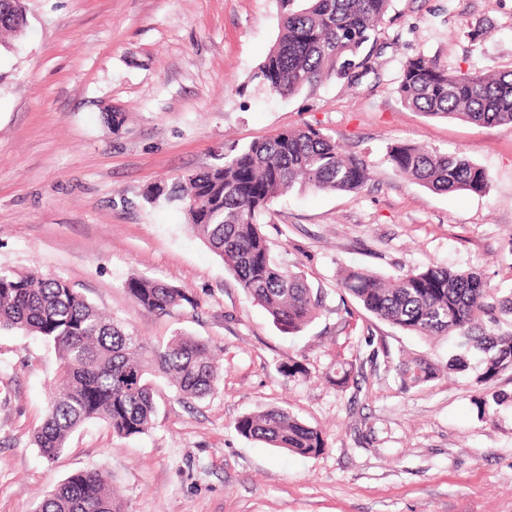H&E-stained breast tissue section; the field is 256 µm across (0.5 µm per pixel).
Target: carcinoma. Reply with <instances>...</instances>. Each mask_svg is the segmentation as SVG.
<instances>
[{
	"label": "carcinoma",
	"mask_w": 512,
	"mask_h": 512,
	"mask_svg": "<svg viewBox=\"0 0 512 512\" xmlns=\"http://www.w3.org/2000/svg\"><path fill=\"white\" fill-rule=\"evenodd\" d=\"M277 38L255 78L271 93L293 96L332 78L353 80L372 71L391 0H277ZM26 23L21 0H0V36L20 39ZM396 92L404 107L432 118L512 125V70H453L420 54L403 65ZM388 162L399 174L434 193L483 195L490 177L460 151L438 152L416 144L391 147ZM372 180L363 158L345 152L321 129L275 134L247 146H232L208 168L147 188L146 202L180 210L186 223L233 274L245 294L263 307L282 331L297 333L324 304L303 270L277 264L263 231L270 204L295 187L326 193H358ZM341 286L379 320L419 336H453L457 350L445 369L463 373L469 354H482L486 382L512 368V294L499 295L477 272L427 265L397 277L361 268L342 272ZM123 288L143 310L167 316L195 305L185 289L161 280L128 278ZM41 337L57 352L60 375L49 407L34 432L41 456L53 461L70 435L101 420L112 433H146L156 410L152 377L160 374L178 398L201 400L217 389L219 375L210 345L177 333L162 343L146 341L93 305L59 276L19 275L0 270V330ZM403 390L427 383L440 369L425 358L399 362ZM237 431L273 448L317 455L322 432L292 414L270 408L244 414ZM34 512H123L102 472L78 470L48 490Z\"/></svg>",
	"instance_id": "carcinoma-1"
}]
</instances>
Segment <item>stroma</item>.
Here are the masks:
<instances>
[{
	"mask_svg": "<svg viewBox=\"0 0 512 512\" xmlns=\"http://www.w3.org/2000/svg\"><path fill=\"white\" fill-rule=\"evenodd\" d=\"M25 35L0 51V269L63 277L147 341L208 342L219 388L181 401L156 378L153 427L132 438L91 421L53 462L33 444L59 372L51 345L0 331V512L94 467L126 512H512V369H477L401 391L402 357L441 365L444 336H417L343 297L340 271L396 277L429 264L478 271L512 291V125L429 118L395 91L422 54L451 69H512V0H392L377 68L281 98L253 74L279 32L277 0H22ZM480 39H473L475 31ZM124 120L112 126L107 112ZM313 125L365 158L356 194L293 189L264 218L275 260L326 298L280 331L185 225L145 190L206 168L228 146ZM460 150L490 176L481 196L437 194L393 171L391 145ZM132 276L187 288L196 306L145 312ZM388 356L368 358L371 346ZM354 365L347 388L336 364ZM305 371L289 376L291 363ZM277 407L321 430L300 456L245 438Z\"/></svg>",
	"mask_w": 512,
	"mask_h": 512,
	"instance_id": "stroma-1",
	"label": "stroma"
}]
</instances>
